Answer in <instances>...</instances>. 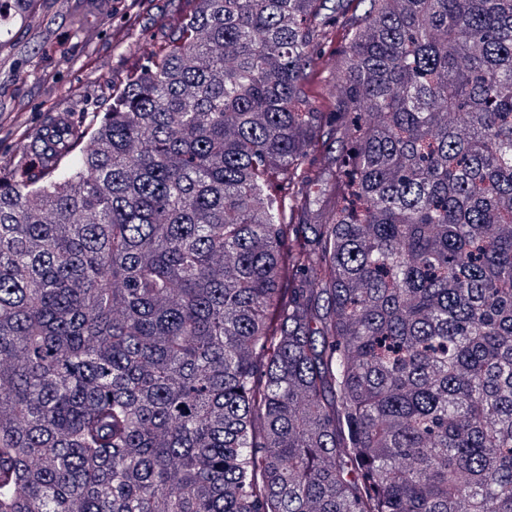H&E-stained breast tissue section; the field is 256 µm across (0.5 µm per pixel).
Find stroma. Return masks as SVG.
<instances>
[{
	"mask_svg": "<svg viewBox=\"0 0 512 512\" xmlns=\"http://www.w3.org/2000/svg\"><path fill=\"white\" fill-rule=\"evenodd\" d=\"M189 0H39L0 47V170L31 163L50 118L92 123L126 79L164 53Z\"/></svg>",
	"mask_w": 512,
	"mask_h": 512,
	"instance_id": "1",
	"label": "stroma"
}]
</instances>
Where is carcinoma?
Masks as SVG:
<instances>
[{
    "label": "carcinoma",
    "instance_id": "1",
    "mask_svg": "<svg viewBox=\"0 0 512 512\" xmlns=\"http://www.w3.org/2000/svg\"><path fill=\"white\" fill-rule=\"evenodd\" d=\"M30 154L0 512H512V0H194Z\"/></svg>",
    "mask_w": 512,
    "mask_h": 512
}]
</instances>
